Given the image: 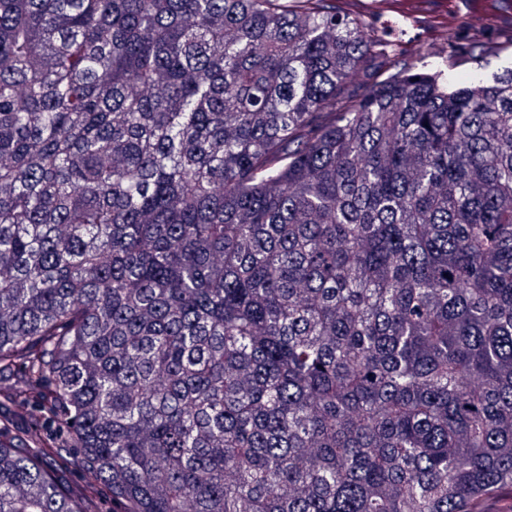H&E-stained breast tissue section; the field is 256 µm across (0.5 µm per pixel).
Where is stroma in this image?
I'll list each match as a JSON object with an SVG mask.
<instances>
[{"label":"stroma","mask_w":512,"mask_h":512,"mask_svg":"<svg viewBox=\"0 0 512 512\" xmlns=\"http://www.w3.org/2000/svg\"><path fill=\"white\" fill-rule=\"evenodd\" d=\"M457 0H420L400 9L389 0H355L350 12L364 17L398 48L399 62L446 63L454 82L488 75L512 65V17L487 24L456 5Z\"/></svg>","instance_id":"35a3bbf8"}]
</instances>
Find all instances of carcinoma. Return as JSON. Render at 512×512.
Returning a JSON list of instances; mask_svg holds the SVG:
<instances>
[{
    "instance_id": "obj_1",
    "label": "carcinoma",
    "mask_w": 512,
    "mask_h": 512,
    "mask_svg": "<svg viewBox=\"0 0 512 512\" xmlns=\"http://www.w3.org/2000/svg\"><path fill=\"white\" fill-rule=\"evenodd\" d=\"M100 490L512 512V67L336 0H0V512Z\"/></svg>"
}]
</instances>
